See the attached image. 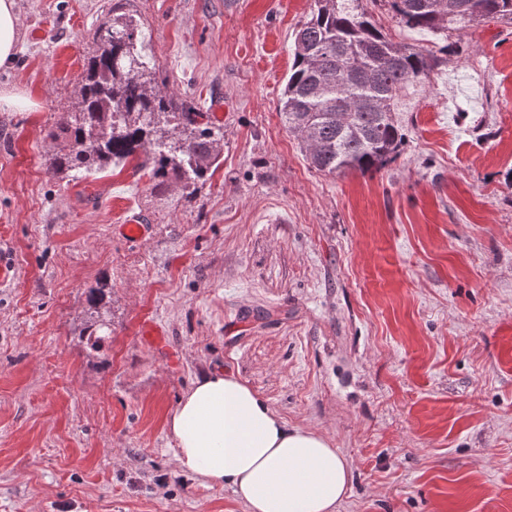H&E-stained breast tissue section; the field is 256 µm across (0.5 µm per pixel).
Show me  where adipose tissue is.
I'll return each mask as SVG.
<instances>
[{
	"label": "adipose tissue",
	"mask_w": 512,
	"mask_h": 512,
	"mask_svg": "<svg viewBox=\"0 0 512 512\" xmlns=\"http://www.w3.org/2000/svg\"><path fill=\"white\" fill-rule=\"evenodd\" d=\"M15 0H0V69L21 35ZM180 471L228 484L248 512H336L349 468L324 435L291 427L232 372L197 379L168 419Z\"/></svg>",
	"instance_id": "1"
}]
</instances>
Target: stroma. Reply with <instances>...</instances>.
<instances>
[{
    "instance_id": "1",
    "label": "stroma",
    "mask_w": 512,
    "mask_h": 512,
    "mask_svg": "<svg viewBox=\"0 0 512 512\" xmlns=\"http://www.w3.org/2000/svg\"><path fill=\"white\" fill-rule=\"evenodd\" d=\"M0 87V512H247L182 473L167 419L233 372L328 437L339 512H512V26L446 37L390 17L439 66L398 97L397 158L312 168L284 127L291 42L314 0H16ZM130 13L170 89L221 113L222 162L185 199L134 162L45 172L96 28ZM454 44L447 54L446 44ZM136 221L142 239L121 235ZM112 333L88 343L86 293ZM160 332L146 337L147 326Z\"/></svg>"
}]
</instances>
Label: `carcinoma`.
<instances>
[{
    "label": "carcinoma",
    "instance_id": "cac0c4a2",
    "mask_svg": "<svg viewBox=\"0 0 512 512\" xmlns=\"http://www.w3.org/2000/svg\"><path fill=\"white\" fill-rule=\"evenodd\" d=\"M370 2L388 6L409 29L452 34L486 19L512 24V0ZM94 41L74 110L50 133L63 146L48 154L47 174L76 178L132 157L136 168L192 196L219 166L224 129L160 88L132 15L100 24ZM292 56L279 112L310 165L330 175L379 171L396 158L404 134L395 102L439 65L428 50L393 41L363 0H315L294 32ZM87 304L93 318L86 334L97 346L110 330L101 315L104 289H90Z\"/></svg>",
    "mask_w": 512,
    "mask_h": 512
}]
</instances>
